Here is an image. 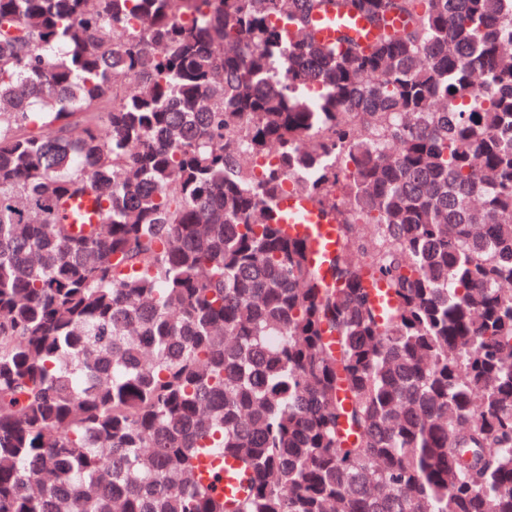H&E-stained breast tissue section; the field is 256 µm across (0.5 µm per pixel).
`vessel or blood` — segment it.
<instances>
[{
  "label": "vessel or blood",
  "instance_id": "vessel-or-blood-1",
  "mask_svg": "<svg viewBox=\"0 0 512 512\" xmlns=\"http://www.w3.org/2000/svg\"><path fill=\"white\" fill-rule=\"evenodd\" d=\"M342 32L361 43L369 41L373 36L372 29L358 16L351 17L350 21L340 25L336 24L335 20H328L317 29L316 34L319 38L332 42ZM278 210L289 232L306 239L311 264L318 270H326L330 260L342 246L336 235L334 217L325 215L320 205L309 197L283 198L278 204ZM203 467L208 471H221L223 481L218 491L225 500L230 501L243 496L249 484V475L237 460L212 456L205 459Z\"/></svg>",
  "mask_w": 512,
  "mask_h": 512
}]
</instances>
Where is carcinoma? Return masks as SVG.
<instances>
[{
    "instance_id": "carcinoma-1",
    "label": "carcinoma",
    "mask_w": 512,
    "mask_h": 512,
    "mask_svg": "<svg viewBox=\"0 0 512 512\" xmlns=\"http://www.w3.org/2000/svg\"><path fill=\"white\" fill-rule=\"evenodd\" d=\"M506 2L0 0V512H512ZM326 18L328 22L316 30L317 36L323 40L330 42L335 41L340 32L349 34L359 43H365L373 36L372 29L362 17L352 16L350 17V21L340 24L337 27L334 14H327ZM278 210L282 214V224H288V231L307 240L309 260L323 274L342 246L334 225L338 220L326 216L320 205L309 197L283 198ZM203 467L204 476L208 480V471L219 469L223 474V482L218 486L217 491L224 495V500L231 502L243 496L249 484V475L237 460L227 456L224 459L212 456L205 459Z\"/></svg>"
}]
</instances>
